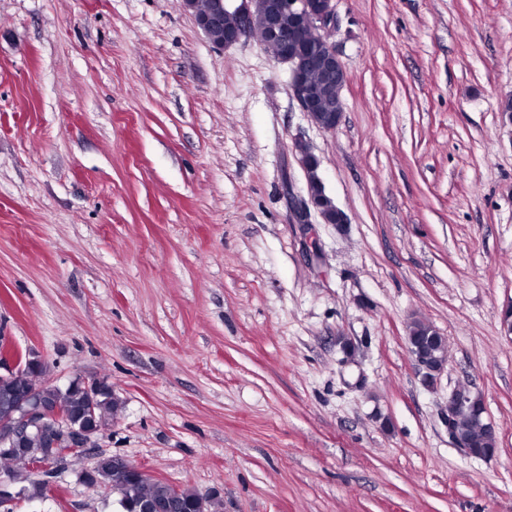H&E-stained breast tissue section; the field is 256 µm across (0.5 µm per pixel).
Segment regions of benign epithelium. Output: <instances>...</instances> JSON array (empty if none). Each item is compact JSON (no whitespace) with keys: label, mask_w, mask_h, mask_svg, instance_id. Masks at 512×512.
Wrapping results in <instances>:
<instances>
[{"label":"benign epithelium","mask_w":512,"mask_h":512,"mask_svg":"<svg viewBox=\"0 0 512 512\" xmlns=\"http://www.w3.org/2000/svg\"><path fill=\"white\" fill-rule=\"evenodd\" d=\"M212 0L210 11L194 20L207 40L217 49L223 50L248 38L249 21L259 12L263 15L268 36L277 41L281 54L276 60L289 66L290 86L293 95L304 114L319 128L332 131L340 124L343 112L322 111L326 99L334 96L336 103L343 105L342 90L347 83L346 70L331 41L335 29L334 0ZM235 12L241 19V27L236 31H224V13ZM301 167L307 175L308 200L301 206V216L310 212L319 215L326 224H344L345 216L339 211L333 199L326 193L319 176L320 159L310 154L299 157ZM447 342L445 336L434 331V338H407L408 352L422 375L423 382L430 386L437 382L445 371L447 359L432 358L434 346ZM31 362L42 360L28 356L26 362L10 355L0 357V377L8 379ZM71 384L79 387L84 395L83 413L91 418L98 398L112 391L104 379L86 380L76 378ZM16 413L0 419V453L11 454L24 446L35 436L42 440L46 448H59L56 456L34 455L28 458L30 471L47 480L54 477L58 469L67 464L74 454H83L95 447L103 430L75 426L71 423L69 411L55 402L41 398L36 386L18 388L13 392ZM448 434L466 454L473 455L470 442L461 436L456 423L460 414L469 413L482 419L487 433L497 434L492 422L485 419L486 408H478L472 392L458 388L448 396ZM112 471L116 476L129 482H136L148 472L125 459L112 457ZM6 477L0 478V504L6 506L20 499ZM188 504L181 498V488L173 486V492L163 500L144 505L140 512H185Z\"/></svg>","instance_id":"obj_1"}]
</instances>
